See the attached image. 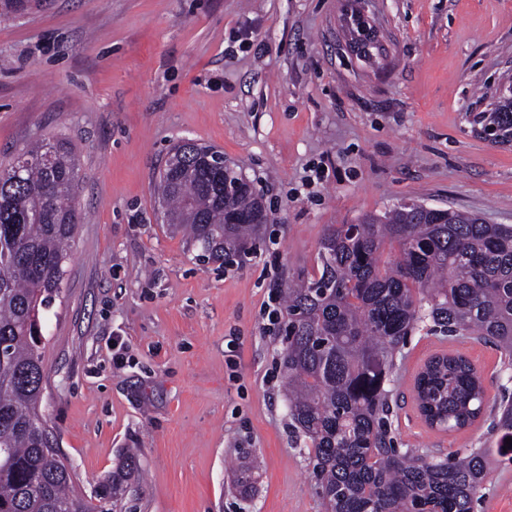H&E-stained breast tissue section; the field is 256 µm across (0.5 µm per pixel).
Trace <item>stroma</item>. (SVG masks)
<instances>
[{"label": "stroma", "instance_id": "1", "mask_svg": "<svg viewBox=\"0 0 512 512\" xmlns=\"http://www.w3.org/2000/svg\"><path fill=\"white\" fill-rule=\"evenodd\" d=\"M512 81V0H40L0 15V165L67 135L79 224L42 315L40 413L88 495L119 477L126 512H321L288 425L280 284L310 273L328 225L402 203L512 225V144L475 118ZM183 140L215 146L262 198L269 243L198 262L154 183ZM458 352L488 405L429 429L413 399ZM504 350L415 330L386 384L397 448H490L512 397ZM475 512H512V461Z\"/></svg>", "mask_w": 512, "mask_h": 512}]
</instances>
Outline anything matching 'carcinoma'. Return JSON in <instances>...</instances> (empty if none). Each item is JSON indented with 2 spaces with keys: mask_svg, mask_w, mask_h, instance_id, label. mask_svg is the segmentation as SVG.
<instances>
[{
  "mask_svg": "<svg viewBox=\"0 0 512 512\" xmlns=\"http://www.w3.org/2000/svg\"><path fill=\"white\" fill-rule=\"evenodd\" d=\"M498 143H512V107L479 116ZM184 141L154 185L163 221L187 234L200 262L243 264L266 233L267 215L249 183L224 201V179ZM75 145L64 135L36 143L0 171V512H106L120 485L94 495L73 490L39 414L44 379L36 336L41 311L60 292L79 215ZM247 215L226 223L224 209ZM398 253L387 264L388 245ZM313 272L280 290L288 316L281 368L291 427L311 448L324 512H475L490 474L486 452L429 459L393 446L394 358L420 325L451 337L475 336L503 349L512 365V225L457 209L398 205L357 224H331ZM426 424L451 432L484 409L474 365L460 354L430 358L415 378ZM498 455L512 439V400L497 407Z\"/></svg>",
  "mask_w": 512,
  "mask_h": 512,
  "instance_id": "obj_1",
  "label": "carcinoma"
}]
</instances>
